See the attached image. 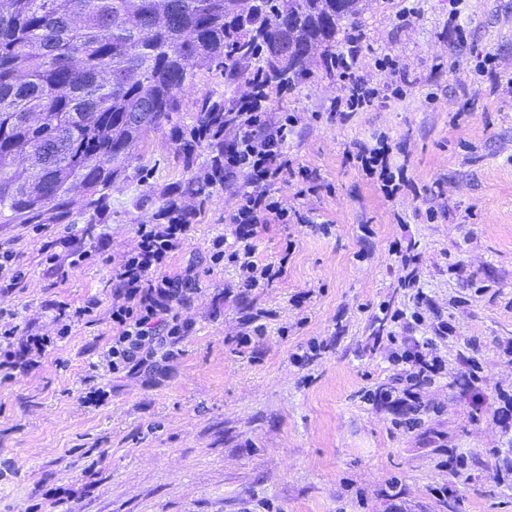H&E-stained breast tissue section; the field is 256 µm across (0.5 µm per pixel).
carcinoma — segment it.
I'll list each match as a JSON object with an SVG mask.
<instances>
[{
    "mask_svg": "<svg viewBox=\"0 0 512 512\" xmlns=\"http://www.w3.org/2000/svg\"><path fill=\"white\" fill-rule=\"evenodd\" d=\"M368 2L0 0V224H67L75 212L101 223L112 181L166 129L183 163L211 155L195 193L224 185L235 85L257 74L261 96L307 78L310 50L335 56ZM201 70L220 74L224 91L187 110Z\"/></svg>",
    "mask_w": 512,
    "mask_h": 512,
    "instance_id": "1",
    "label": "carcinoma"
}]
</instances>
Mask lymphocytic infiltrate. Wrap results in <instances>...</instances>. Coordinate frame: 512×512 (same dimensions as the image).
<instances>
[{
  "instance_id": "obj_1",
  "label": "lymphocytic infiltrate",
  "mask_w": 512,
  "mask_h": 512,
  "mask_svg": "<svg viewBox=\"0 0 512 512\" xmlns=\"http://www.w3.org/2000/svg\"><path fill=\"white\" fill-rule=\"evenodd\" d=\"M358 42V36H349L348 52L336 56L338 80L353 112L370 105L375 97L355 74ZM239 106L237 134L224 145V173L229 177L243 175L246 189L242 205L228 217L235 226L234 240L229 243L216 237L211 259L216 264L235 266L240 287L249 291L282 277L287 269L284 258L275 264L258 263L254 241L268 225L285 224L291 218L288 209L271 196L270 186L282 177L296 175L292 160L282 150L295 119L285 114L277 123H270L261 99L253 96L242 99ZM188 229L185 221L139 225L137 250L113 266L110 319L116 334L110 348L112 373L144 367L167 339L182 335L183 327L172 308L188 300L191 282L161 276L160 270L169 255L183 247ZM393 359L403 366L405 386L401 396L387 390L383 397L398 400L407 412H419L417 390L438 377L442 362L415 347L395 349Z\"/></svg>"
}]
</instances>
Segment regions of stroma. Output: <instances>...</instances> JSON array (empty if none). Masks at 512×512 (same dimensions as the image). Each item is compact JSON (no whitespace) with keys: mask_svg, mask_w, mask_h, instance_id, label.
<instances>
[{"mask_svg":"<svg viewBox=\"0 0 512 512\" xmlns=\"http://www.w3.org/2000/svg\"><path fill=\"white\" fill-rule=\"evenodd\" d=\"M407 5L372 0L361 17L371 106L332 111L320 55L264 104L296 118L285 150L302 175L271 194L306 219L259 235L260 263L288 260L272 283L240 293L238 270L210 259L241 177L198 202L185 188L209 154L185 168L160 132L143 177L113 181L105 223L0 224L19 274L0 279V327L15 350L51 340L0 381V512H512V0ZM488 53L495 74L476 72ZM383 143L408 179L392 197L348 159ZM165 192L193 215L165 268L195 286L174 308L185 332L115 375L112 266ZM77 245L94 256L74 267ZM257 313L265 332L243 345ZM398 343L443 362L413 424L376 399L403 385Z\"/></svg>","mask_w":512,"mask_h":512,"instance_id":"35a3bbf8","label":"stroma"}]
</instances>
